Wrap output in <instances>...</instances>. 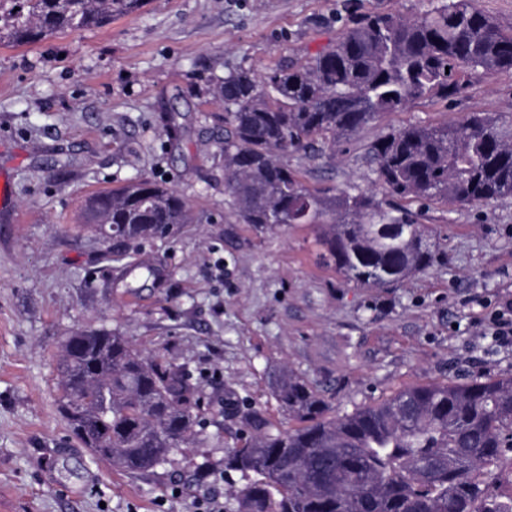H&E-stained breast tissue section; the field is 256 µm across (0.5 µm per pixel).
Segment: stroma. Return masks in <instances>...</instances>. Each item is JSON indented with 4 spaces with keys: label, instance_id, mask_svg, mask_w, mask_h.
Masks as SVG:
<instances>
[{
    "label": "stroma",
    "instance_id": "35a3bbf8",
    "mask_svg": "<svg viewBox=\"0 0 512 512\" xmlns=\"http://www.w3.org/2000/svg\"><path fill=\"white\" fill-rule=\"evenodd\" d=\"M341 0H143L108 25L0 42V512H237L246 481L223 469L251 409L288 414L271 390L292 369L338 416L403 387L512 377V341L486 326L512 296V196L482 206L405 200L439 249L394 288L345 283L319 261L311 224H245L224 195V102L234 69L301 63L342 31ZM512 110V75L475 74L451 103L388 112L318 160L288 164L312 189L377 190L365 163L379 135ZM148 177L198 220L116 246L82 216L94 192ZM152 264L153 278L142 264ZM108 329L182 365L206 402L210 437L128 475L81 447L57 411L65 336Z\"/></svg>",
    "mask_w": 512,
    "mask_h": 512
}]
</instances>
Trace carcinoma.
Returning a JSON list of instances; mask_svg holds the SVG:
<instances>
[{
	"mask_svg": "<svg viewBox=\"0 0 512 512\" xmlns=\"http://www.w3.org/2000/svg\"><path fill=\"white\" fill-rule=\"evenodd\" d=\"M140 0H0V29L18 43L101 26ZM425 13L356 15L304 65L235 70L224 101V195L245 224H314L321 263L347 283L390 288L430 268L435 250L409 210L390 216L372 192L310 189L288 155L325 149L385 112L463 96L473 74L512 73V27L476 0H430ZM322 148L314 149V143ZM366 159L396 199L468 206L512 195V113L471 112L463 123L409 125L373 140ZM86 218L102 238L143 241L195 221L173 188L142 179L92 196ZM59 411L79 443L112 469L166 464L202 435L201 397L185 370L159 363L106 329L66 337L58 355ZM272 390L297 426L243 414L245 442L224 471L248 479L237 512H512V492L484 469L512 450V377L406 387L329 417L293 370Z\"/></svg>",
	"mask_w": 512,
	"mask_h": 512,
	"instance_id": "carcinoma-1",
	"label": "carcinoma"
}]
</instances>
